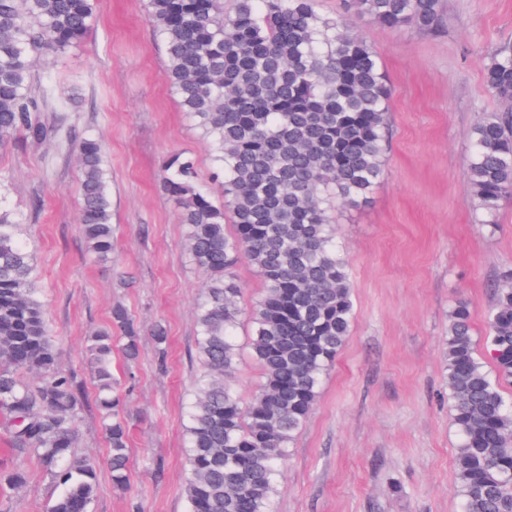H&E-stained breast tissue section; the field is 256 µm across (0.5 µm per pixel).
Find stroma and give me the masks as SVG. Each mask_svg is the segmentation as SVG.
Returning a JSON list of instances; mask_svg holds the SVG:
<instances>
[{
	"label": "stroma",
	"instance_id": "35a3bbf8",
	"mask_svg": "<svg viewBox=\"0 0 512 512\" xmlns=\"http://www.w3.org/2000/svg\"><path fill=\"white\" fill-rule=\"evenodd\" d=\"M350 33L382 57L390 87L385 174L368 202H332L353 288L351 333L282 466L276 512H461L460 438L451 420L445 340L449 310L475 314L477 352L499 272L512 266V202L483 224L471 198L469 134L498 101L483 83L488 53L512 45V0H442L435 32H392L343 0ZM167 56L145 0H97L79 46L36 71L67 102L65 129L101 137L112 171V259L95 261L78 229L81 169L67 141L0 147V208L22 215L58 366L83 388L77 455L100 461L92 512H186L183 408L202 371L195 307L204 276L190 261L177 211L160 186L170 155L192 156L203 181L208 146L166 77ZM41 199L32 211L33 199ZM123 306L140 325L136 363L113 357L126 402L130 463L119 491L103 462L86 342ZM166 329L165 356L151 331ZM23 472L22 486L8 484ZM59 490L0 414V512H46Z\"/></svg>",
	"mask_w": 512,
	"mask_h": 512
}]
</instances>
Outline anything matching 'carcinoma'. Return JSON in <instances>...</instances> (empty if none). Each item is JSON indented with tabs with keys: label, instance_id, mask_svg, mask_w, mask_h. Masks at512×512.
Wrapping results in <instances>:
<instances>
[{
	"label": "carcinoma",
	"instance_id": "cac0c4a2",
	"mask_svg": "<svg viewBox=\"0 0 512 512\" xmlns=\"http://www.w3.org/2000/svg\"><path fill=\"white\" fill-rule=\"evenodd\" d=\"M357 14L399 31L436 29L441 0H354ZM148 22L167 54V80L201 130L214 166L210 187L193 158L172 155L162 186L178 211L183 244L204 276L196 308L203 371L187 409L188 512H274L280 463L307 421L325 375L350 335L348 263L326 201L356 206L385 172L390 93L380 54L347 32L318 0H147ZM96 0H0V145L60 135L63 117L41 113L54 98L35 72L92 30ZM484 82L503 109L471 130L468 174L483 223L512 200V48L488 56ZM82 171L79 230L88 250L112 258L111 176L102 140L74 142ZM231 220L234 233L226 231ZM22 219L0 209V410L14 438L62 488L50 512H90L97 463L73 453L80 387L57 367ZM263 280L240 305L236 267ZM263 380L243 405L235 389L241 318ZM446 367L452 422L461 436L456 480L463 512H512V268L486 315L495 374L476 353L473 313L449 312ZM92 337L97 404L111 444L112 485L126 487L129 453L112 351L135 362L138 327L122 307Z\"/></svg>",
	"mask_w": 512,
	"mask_h": 512
}]
</instances>
